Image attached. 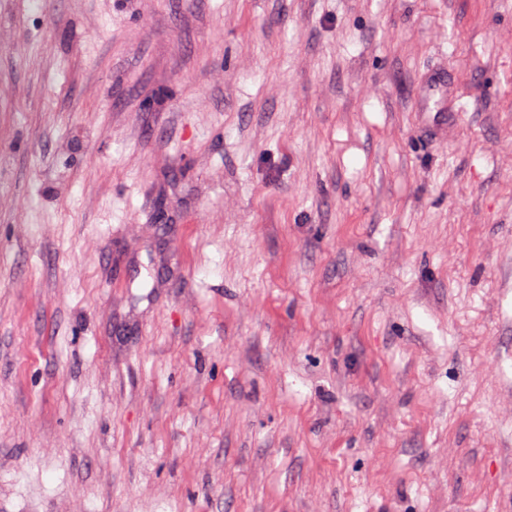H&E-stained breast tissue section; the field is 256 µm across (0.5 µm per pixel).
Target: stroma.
Wrapping results in <instances>:
<instances>
[{
	"mask_svg": "<svg viewBox=\"0 0 512 512\" xmlns=\"http://www.w3.org/2000/svg\"><path fill=\"white\" fill-rule=\"evenodd\" d=\"M0 512H512V0H0Z\"/></svg>",
	"mask_w": 512,
	"mask_h": 512,
	"instance_id": "stroma-1",
	"label": "stroma"
}]
</instances>
